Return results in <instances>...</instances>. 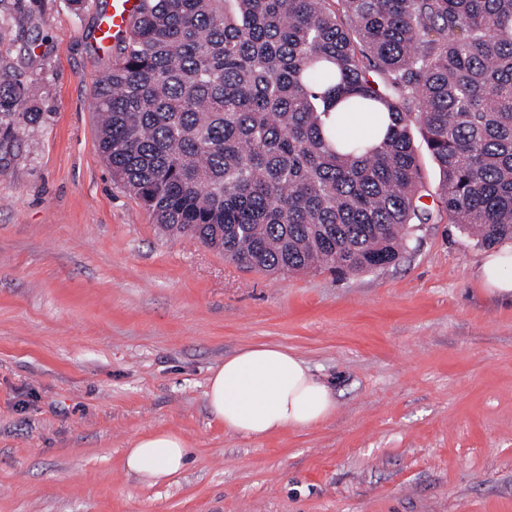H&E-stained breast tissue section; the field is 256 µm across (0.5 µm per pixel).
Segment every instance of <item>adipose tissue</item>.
<instances>
[{"label":"adipose tissue","instance_id":"ef3b65f1","mask_svg":"<svg viewBox=\"0 0 512 512\" xmlns=\"http://www.w3.org/2000/svg\"><path fill=\"white\" fill-rule=\"evenodd\" d=\"M512 245L486 254L479 276L492 294L512 299ZM206 401L211 414L227 431L264 439L287 429L314 427L336 410L329 386L309 365L287 349L254 344L225 357L207 379ZM188 444L178 433L155 430L136 437L124 466L141 482L155 485L180 473L188 460Z\"/></svg>","mask_w":512,"mask_h":512}]
</instances>
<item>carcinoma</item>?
Returning <instances> with one entry per match:
<instances>
[{
    "mask_svg": "<svg viewBox=\"0 0 512 512\" xmlns=\"http://www.w3.org/2000/svg\"><path fill=\"white\" fill-rule=\"evenodd\" d=\"M95 87L112 178L166 232L269 274L397 262L432 212L512 240V0H145ZM348 112L386 123L346 136ZM24 111L0 58V124Z\"/></svg>",
    "mask_w": 512,
    "mask_h": 512,
    "instance_id": "1",
    "label": "carcinoma"
}]
</instances>
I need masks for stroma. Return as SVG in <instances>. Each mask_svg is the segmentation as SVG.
<instances>
[{
  "label": "stroma",
  "mask_w": 512,
  "mask_h": 512,
  "mask_svg": "<svg viewBox=\"0 0 512 512\" xmlns=\"http://www.w3.org/2000/svg\"><path fill=\"white\" fill-rule=\"evenodd\" d=\"M109 0L0 5V56L48 120L0 135V512H512V301L486 250L426 203L402 259L369 272L248 271L159 233L97 146ZM288 348L334 414L253 440L206 405L238 349ZM181 434L186 468L149 486L130 441ZM509 267L512 268V245L505 244L496 251L486 254L478 270L486 289L507 300L512 299V277H503L501 272Z\"/></svg>",
  "instance_id": "stroma-1"
}]
</instances>
